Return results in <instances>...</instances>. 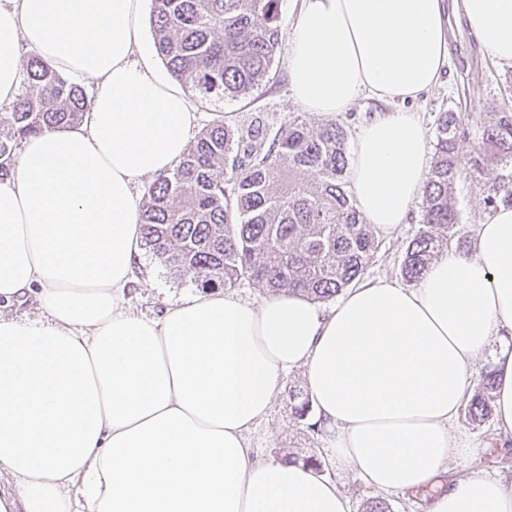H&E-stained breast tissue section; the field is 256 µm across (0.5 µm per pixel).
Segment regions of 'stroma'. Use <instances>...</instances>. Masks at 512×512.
Wrapping results in <instances>:
<instances>
[{
    "label": "stroma",
    "instance_id": "1",
    "mask_svg": "<svg viewBox=\"0 0 512 512\" xmlns=\"http://www.w3.org/2000/svg\"><path fill=\"white\" fill-rule=\"evenodd\" d=\"M287 48H280L269 80L264 81L249 95L224 102L222 112H214L212 105L196 102L199 127H206L216 117H223L231 127L244 129L255 121H262L271 129L287 125L296 116H304L311 128L325 125L324 117L301 112L294 103L287 71ZM512 107V67L500 65L484 55L475 43L467 25L455 28L451 38L449 64L438 85L416 102L410 110L419 112L428 136L437 133L440 113L455 112L467 131L460 141L461 154H469L481 144V133L492 124L503 106ZM487 188L483 181L464 175L455 183L452 202L458 213L456 235L465 244H472L475 226L487 212L483 202ZM422 208L414 206L406 224L389 234H378L379 248L367 267L364 276L401 279V263L408 242L421 227ZM191 279H175L166 267L149 252H142L129 294L134 306L146 313L160 312L167 303L187 294L197 292ZM307 386L301 371L291 372L286 380L285 392L275 401L268 418L258 427L256 442L263 453L274 458L293 456L303 460L317 458L322 464V474L338 484L348 495L352 512H362L364 503L375 497L376 491L366 485L352 470L335 460L325 433L312 431L306 424L296 423L290 414L289 395L306 392ZM473 446L470 456L456 460L459 476H466L482 469L490 473L512 474V443L503 445L496 441L494 420L486 418L475 424L466 415H459L454 426Z\"/></svg>",
    "mask_w": 512,
    "mask_h": 512
}]
</instances>
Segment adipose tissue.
Masks as SVG:
<instances>
[{
  "mask_svg": "<svg viewBox=\"0 0 512 512\" xmlns=\"http://www.w3.org/2000/svg\"><path fill=\"white\" fill-rule=\"evenodd\" d=\"M142 0H0V107L18 46L94 84L77 127L28 138L0 181V512H351L336 483L251 441L301 370L336 459L376 490L434 489L428 512H512V477L455 476L452 430L475 362L512 334V205L411 287L378 277L326 307L227 288L150 316L126 294L140 259L136 189L171 171L198 122L142 50ZM512 67V0H303L291 95L333 116L386 104L353 141L346 178L382 233L423 194L428 139L408 110L449 61L450 19ZM496 435L512 440V351L494 361Z\"/></svg>",
  "mask_w": 512,
  "mask_h": 512,
  "instance_id": "ef3b65f1",
  "label": "adipose tissue"
}]
</instances>
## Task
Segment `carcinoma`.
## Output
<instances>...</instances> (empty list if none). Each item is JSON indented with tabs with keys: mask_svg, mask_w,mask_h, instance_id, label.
Here are the masks:
<instances>
[{
	"mask_svg": "<svg viewBox=\"0 0 512 512\" xmlns=\"http://www.w3.org/2000/svg\"><path fill=\"white\" fill-rule=\"evenodd\" d=\"M157 53L173 78L216 106L268 78L281 46L279 0H153ZM23 90L0 112V178L22 140L75 127L89 112L83 88L39 56L28 59ZM466 131L452 112L438 118L436 152L423 190L422 226L405 249L402 273L419 280L454 236L455 182L467 173L490 183L486 206L512 202V110L497 113L474 153L459 154ZM346 129L314 130L298 118L270 136L257 126L213 121L182 161L149 186L139 211L142 241L175 279L203 289L243 279L265 293L292 291L324 302L360 280L379 242L345 189ZM493 374L467 401L474 422L491 411Z\"/></svg>",
	"mask_w": 512,
	"mask_h": 512,
	"instance_id": "obj_1",
	"label": "carcinoma"
}]
</instances>
